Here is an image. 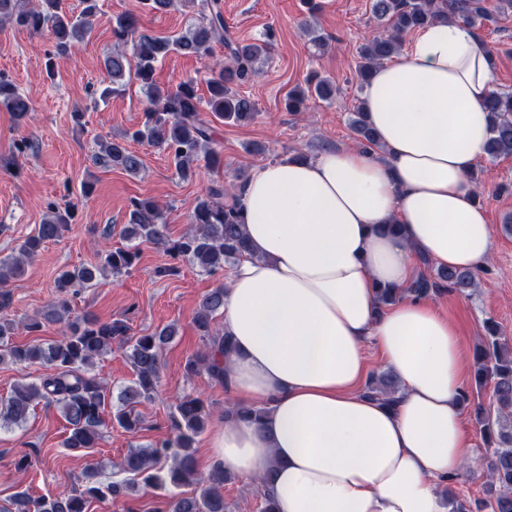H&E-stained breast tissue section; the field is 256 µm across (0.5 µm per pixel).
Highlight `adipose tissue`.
<instances>
[{"label":"adipose tissue","mask_w":512,"mask_h":512,"mask_svg":"<svg viewBox=\"0 0 512 512\" xmlns=\"http://www.w3.org/2000/svg\"><path fill=\"white\" fill-rule=\"evenodd\" d=\"M494 51L462 20L420 30L363 88L382 148L257 167L236 192L249 252L224 296V360L235 406L213 438L240 476L278 467L277 512H449L440 487L472 457L458 397L466 361L454 326L405 288L413 259L477 270L494 242L469 172L492 135ZM398 224V235L377 232ZM374 345L396 376L394 404L359 390Z\"/></svg>","instance_id":"ef3b65f1"}]
</instances>
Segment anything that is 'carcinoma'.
Returning a JSON list of instances; mask_svg holds the SVG:
<instances>
[{"mask_svg":"<svg viewBox=\"0 0 512 512\" xmlns=\"http://www.w3.org/2000/svg\"><path fill=\"white\" fill-rule=\"evenodd\" d=\"M100 0H80V11L74 12L65 0H0V22L8 21L33 34L48 33L56 53L67 54L77 44L90 39ZM209 9L175 38L156 36L141 29L136 14L127 12L112 21V51L105 56L104 69L108 85L100 97L108 99L125 91L130 78H135L147 100L144 121L125 132L119 139L97 143L94 162L116 166L137 175L143 162L130 143H147L172 156L176 172L188 180L196 175L194 163L204 160L210 168L223 165L220 153L213 147V130L205 113L234 124L253 121L255 103L241 87L258 70L257 64L268 58L271 36L257 42L232 44L224 42V13L220 0H140L148 14L164 13L180 5L191 12L196 3ZM371 20L376 34L360 46L358 80L366 83L385 62L399 56L403 36L428 25L448 19H460L471 27L489 18L485 0H371ZM225 43L224 62L208 69L205 82L209 97L197 94L196 80L180 82L173 89L160 87L154 78L156 67L171 53L200 59L212 57L213 44ZM336 94L334 82L315 74L288 93L286 106L300 112L305 101L316 97L329 101ZM0 107L11 112L16 125L27 122L32 112L29 99L15 84L0 77ZM485 108L492 117V136L486 146L490 159L512 156V92H495ZM352 129L357 142L367 151L379 149V143L364 112L363 102L354 106ZM50 215L35 232L18 245V256L0 259V364L24 365L40 362L51 372L32 382L16 383L10 393L0 399V429L25 422L36 403L55 406L67 423L66 448L89 454L96 447L105 426V409H113V420L132 431L140 423L137 407L151 400L160 379V351L176 336V328L167 325L149 334L134 336L122 319L102 321L92 314L73 315L68 294L77 288H93L110 272L116 276L130 272L138 259L134 242L150 241L161 245L172 263L158 270L174 275L187 263L208 275L224 273L234 267L247 251L243 220L236 204L224 202V184L213 182L197 197L188 214L193 231L177 240L169 238L162 208L151 197H133L129 201L127 223L119 236L126 244L109 247L96 264L80 265L60 272L56 279L58 297L40 314L21 324L8 317L11 306L7 284L25 273L26 262L36 257L45 245L58 241L71 229L77 216L75 204L63 207L49 205ZM477 287V274L470 270L437 268L423 271L406 289L381 286L376 290L377 308L383 309L406 295L436 296L442 292L466 293ZM224 313V286L206 292L194 317V326L205 345V352L192 357L186 372H201L219 385L224 384V356L231 353L232 341L214 325L216 316ZM49 324L62 326L61 336L43 345H16L12 337L23 331L38 336ZM124 350L134 380L123 387L112 403V392L88 367L112 353L113 347ZM488 383L493 384L494 406L486 408L479 394ZM365 393L395 401L397 382L391 374L369 378ZM459 403L473 407L476 422L487 448L488 482L486 498L477 502V512H512V346L500 336L498 324L484 322V336L473 356L471 386L463 390ZM236 415L253 422L263 418L262 407L226 409L224 415ZM204 401L194 395L177 400L171 413L172 436L146 448H132L120 462L127 478L107 486L99 484L96 473L89 471L81 482L85 488L72 493L32 498L27 492L15 493L0 512H88L91 499L105 500L135 489L138 483L163 488L194 487L191 494H174L167 501L168 512H227L224 482L228 475L215 466L207 475L199 472L195 461V439L204 430ZM275 464L259 478L263 496V512H275L269 484Z\"/></svg>","mask_w":512,"mask_h":512,"instance_id":"obj_1","label":"carcinoma"}]
</instances>
